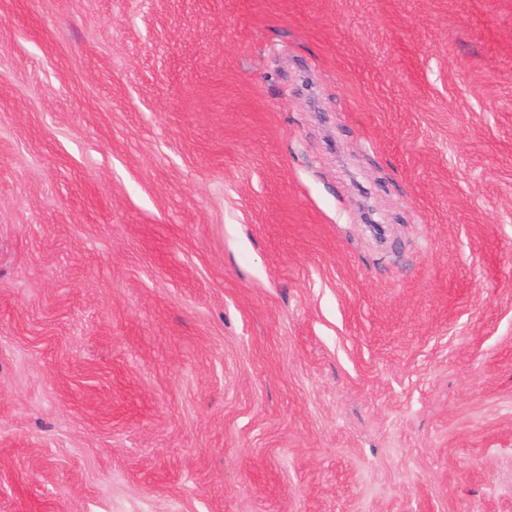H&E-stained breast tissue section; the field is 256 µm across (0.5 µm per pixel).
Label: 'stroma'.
I'll use <instances>...</instances> for the list:
<instances>
[{
    "label": "stroma",
    "mask_w": 512,
    "mask_h": 512,
    "mask_svg": "<svg viewBox=\"0 0 512 512\" xmlns=\"http://www.w3.org/2000/svg\"><path fill=\"white\" fill-rule=\"evenodd\" d=\"M0 512H512V0H0Z\"/></svg>",
    "instance_id": "1"
}]
</instances>
